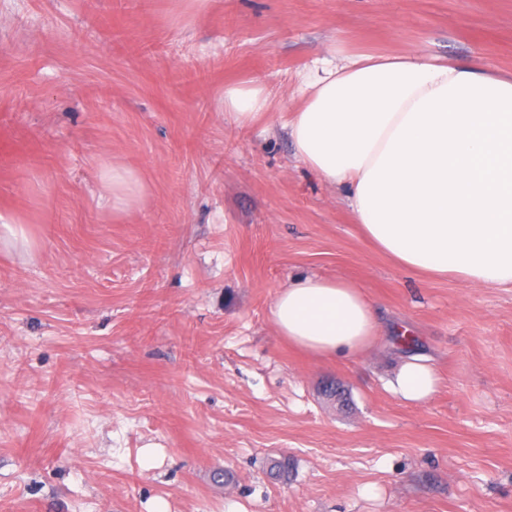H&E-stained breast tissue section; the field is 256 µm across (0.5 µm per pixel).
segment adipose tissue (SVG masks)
Listing matches in <instances>:
<instances>
[{
    "label": "adipose tissue",
    "mask_w": 512,
    "mask_h": 512,
    "mask_svg": "<svg viewBox=\"0 0 512 512\" xmlns=\"http://www.w3.org/2000/svg\"><path fill=\"white\" fill-rule=\"evenodd\" d=\"M260 86L224 91V112L244 125L270 112ZM294 153L343 189L365 237L418 274L512 287V72L491 73L415 55L324 59L287 123ZM112 208L141 192L136 173L105 167ZM278 334L318 358L365 351L379 334L363 289L309 276L270 309ZM437 375L427 357L400 361L389 382L421 403Z\"/></svg>",
    "instance_id": "1"
}]
</instances>
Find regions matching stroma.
Returning a JSON list of instances; mask_svg holds the SVG:
<instances>
[{"label":"stroma","instance_id":"obj_1","mask_svg":"<svg viewBox=\"0 0 512 512\" xmlns=\"http://www.w3.org/2000/svg\"><path fill=\"white\" fill-rule=\"evenodd\" d=\"M331 47L511 72L512 0H0V215L28 238L0 241V512H512V288L400 269L295 156ZM239 84L272 100L243 126ZM305 275L362 286L386 335L289 346L270 306ZM410 351L421 404L386 388ZM272 102L269 93L260 86H231L224 90V112L240 125L270 112ZM103 179L112 187L113 210H127L141 193V184L136 173L124 166L112 164V167H105ZM437 381L436 372L427 357L411 356L397 364L389 387L400 399L421 403L435 391Z\"/></svg>","mask_w":512,"mask_h":512}]
</instances>
